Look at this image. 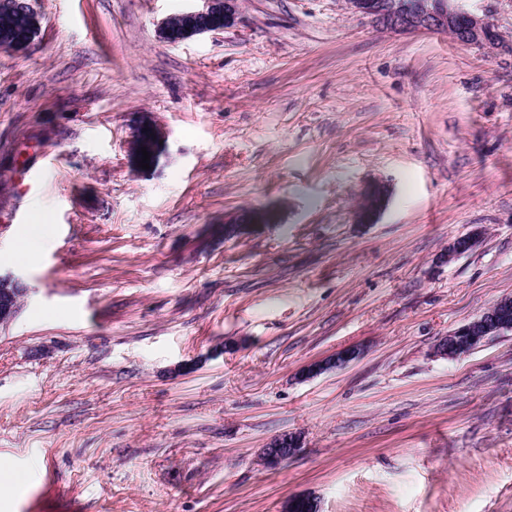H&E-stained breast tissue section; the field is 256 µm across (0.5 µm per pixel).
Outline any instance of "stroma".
<instances>
[{
  "instance_id": "1",
  "label": "stroma",
  "mask_w": 512,
  "mask_h": 512,
  "mask_svg": "<svg viewBox=\"0 0 512 512\" xmlns=\"http://www.w3.org/2000/svg\"><path fill=\"white\" fill-rule=\"evenodd\" d=\"M34 5L35 46L0 49V272L28 287L0 512H512V332L434 352L512 297V54L344 0H241L177 45L158 26L190 0ZM243 211L269 221L225 239ZM283 434L298 455L264 468ZM389 189L384 183L367 186L360 194L358 207L355 209V220L359 224H374L386 208ZM360 353L356 349L346 348L336 351L331 357L326 360L315 362L307 365L303 374L305 376L318 375L325 371L327 368L336 367L341 368L348 365L359 357Z\"/></svg>"
}]
</instances>
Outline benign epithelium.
<instances>
[{
	"label": "benign epithelium",
	"mask_w": 512,
	"mask_h": 512,
	"mask_svg": "<svg viewBox=\"0 0 512 512\" xmlns=\"http://www.w3.org/2000/svg\"><path fill=\"white\" fill-rule=\"evenodd\" d=\"M201 5L171 15L160 23L159 36L176 44L194 36L222 31L232 25L238 15L239 0H199ZM465 0H346L355 13L370 17L381 29L394 33H449L465 45L476 46L488 54L512 50V37L502 33L488 18L468 11ZM15 8L28 16L30 32L25 40H14L7 45L10 51L29 49L40 29L41 17L32 0H15ZM389 189L383 183L367 186L360 194L355 220L359 224H373L386 208ZM28 292L27 285L18 276L0 274V324L12 321L19 312L20 302ZM512 306L505 298L489 307L473 320L438 339L435 353L448 359L469 354L468 345L478 338L487 339L504 332H512L503 310ZM359 357V351L346 348L336 351L326 360L307 365L303 374L318 375L330 367L341 368ZM299 451L297 440L283 436L271 446L262 449L263 464L276 469Z\"/></svg>",
	"instance_id": "7a95c632"
}]
</instances>
